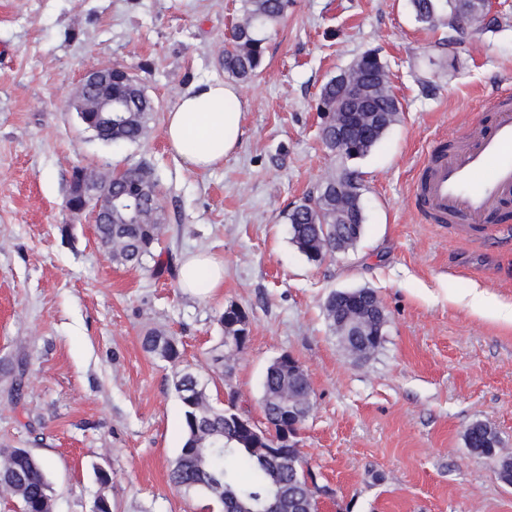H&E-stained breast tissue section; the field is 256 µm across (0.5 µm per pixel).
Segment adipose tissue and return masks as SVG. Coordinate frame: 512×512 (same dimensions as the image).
I'll return each mask as SVG.
<instances>
[{
    "label": "adipose tissue",
    "mask_w": 512,
    "mask_h": 512,
    "mask_svg": "<svg viewBox=\"0 0 512 512\" xmlns=\"http://www.w3.org/2000/svg\"><path fill=\"white\" fill-rule=\"evenodd\" d=\"M242 102L230 82L204 80L183 91L166 112L163 132L170 151L190 167L208 170L223 165L242 135ZM180 286L190 292L224 284V266L209 256H187L180 268Z\"/></svg>",
    "instance_id": "adipose-tissue-1"
}]
</instances>
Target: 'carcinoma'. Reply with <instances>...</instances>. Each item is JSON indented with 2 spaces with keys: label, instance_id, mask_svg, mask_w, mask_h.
Listing matches in <instances>:
<instances>
[{
  "label": "carcinoma",
  "instance_id": "obj_1",
  "mask_svg": "<svg viewBox=\"0 0 512 512\" xmlns=\"http://www.w3.org/2000/svg\"><path fill=\"white\" fill-rule=\"evenodd\" d=\"M292 0H240L238 18L224 37L222 66L224 73L239 80L252 79L262 65L268 36L288 12ZM418 22L429 28L458 25L469 32L490 29L482 0H411ZM358 90L368 101L366 111H350V94ZM112 144H133L144 140L151 131L156 112L154 101L146 94L140 80L129 75L124 65L112 71ZM317 111L321 119V141L329 155L337 161L336 171L323 181L317 195L305 199L286 215L290 243L307 258L317 263L318 251L340 238L350 249L364 234V218L357 211L361 201L352 196L353 184L342 186L349 195L348 207L336 211V173L356 177L348 162L366 157L393 126L401 112L400 102L391 86L389 72L378 52L369 50L354 59L330 78L321 88ZM349 113V140L336 152V114ZM146 165L120 171L117 190L133 196L138 210L125 202L112 206V223L95 225L100 245L108 250L112 262L127 268L139 267L153 255L158 243L163 211H154L159 195L155 173L142 175ZM348 308V299L331 292L324 310L331 329H336V315ZM245 318V311L229 305L219 318L224 336L232 333L230 325ZM143 350L151 357L176 369L174 388L181 402L182 446L168 473L170 484L179 492L197 494L222 506L224 512H277L276 493L296 500L303 509L316 512L318 496L325 487L316 475L302 468L280 466L272 457L255 452L235 439L224 416V408L214 405L198 372L183 364L181 343L164 331L152 328L141 338ZM262 407L266 424L279 428L281 412L277 402L286 392L302 395L297 381L278 361L266 369L262 384ZM471 451L491 456L500 480L512 485V457L501 456L499 432L492 426L476 422L465 433ZM50 467L40 458L35 462L18 454L17 449L0 446V485L10 488V497L20 512H54L55 493L49 480Z\"/></svg>",
  "mask_w": 512,
  "mask_h": 512
}]
</instances>
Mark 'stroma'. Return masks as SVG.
Here are the masks:
<instances>
[{
  "instance_id": "1",
  "label": "stroma",
  "mask_w": 512,
  "mask_h": 512,
  "mask_svg": "<svg viewBox=\"0 0 512 512\" xmlns=\"http://www.w3.org/2000/svg\"><path fill=\"white\" fill-rule=\"evenodd\" d=\"M240 0H0V444L52 463L55 512H206L174 490L182 446L173 370L141 347L160 327L216 404L235 390L262 421V381L288 354L305 370L312 410L304 461L328 488L323 512H512V486L465 444L483 421L512 455V324L474 311L471 289L512 304V223L478 239L430 224L415 207L435 141L459 145L512 87V0L493 31L457 38L417 23L410 0H295L268 39L258 74L240 83L242 138L221 167L189 168L168 149L166 112L198 80L224 79V32ZM378 50L401 104L367 157L365 233L356 249L308 262L285 216L316 195L333 161L317 112L321 86ZM122 63L157 105L148 139L115 147L78 122L70 98L90 66ZM153 168L166 222L154 258L112 263L87 216L65 208L75 168ZM224 263L221 288L178 284L183 256ZM167 271L157 273L156 261ZM370 288L386 341L362 364L324 316L334 291ZM250 337L229 379L210 351L229 304ZM27 361L20 400L12 366ZM111 475L101 485L98 471Z\"/></svg>"
}]
</instances>
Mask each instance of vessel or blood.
Instances as JSON below:
<instances>
[{
	"label": "vessel or blood",
	"instance_id": "vessel-or-blood-1",
	"mask_svg": "<svg viewBox=\"0 0 512 512\" xmlns=\"http://www.w3.org/2000/svg\"><path fill=\"white\" fill-rule=\"evenodd\" d=\"M491 107L490 125L475 126L457 150L434 151L423 162L415 204L426 221L474 231L501 220L512 200V91L502 90Z\"/></svg>",
	"mask_w": 512,
	"mask_h": 512
}]
</instances>
